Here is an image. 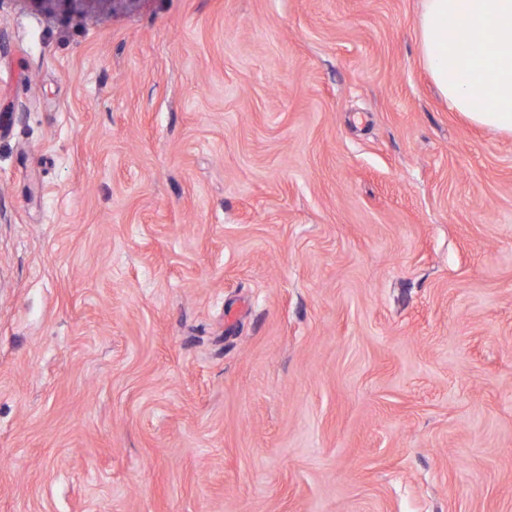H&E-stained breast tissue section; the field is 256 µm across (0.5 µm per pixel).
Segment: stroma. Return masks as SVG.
I'll list each match as a JSON object with an SVG mask.
<instances>
[{
    "label": "stroma",
    "mask_w": 512,
    "mask_h": 512,
    "mask_svg": "<svg viewBox=\"0 0 512 512\" xmlns=\"http://www.w3.org/2000/svg\"><path fill=\"white\" fill-rule=\"evenodd\" d=\"M422 0H0V512H512V137Z\"/></svg>",
    "instance_id": "stroma-1"
}]
</instances>
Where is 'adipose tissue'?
<instances>
[{"label": "adipose tissue", "mask_w": 512, "mask_h": 512, "mask_svg": "<svg viewBox=\"0 0 512 512\" xmlns=\"http://www.w3.org/2000/svg\"><path fill=\"white\" fill-rule=\"evenodd\" d=\"M424 65L451 110L512 136V0H423ZM481 92L483 106L473 103Z\"/></svg>", "instance_id": "ef3b65f1"}]
</instances>
